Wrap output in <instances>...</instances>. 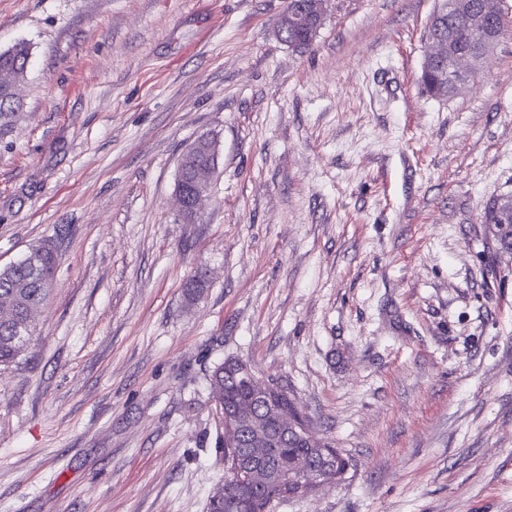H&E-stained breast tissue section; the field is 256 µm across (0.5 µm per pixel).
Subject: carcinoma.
<instances>
[{
  "instance_id": "1",
  "label": "carcinoma",
  "mask_w": 512,
  "mask_h": 512,
  "mask_svg": "<svg viewBox=\"0 0 512 512\" xmlns=\"http://www.w3.org/2000/svg\"><path fill=\"white\" fill-rule=\"evenodd\" d=\"M440 32L451 36L461 50L474 48L467 17L449 8L442 18ZM30 46L19 42L0 52V135L13 125L20 103L7 86L10 79L24 76L30 58ZM421 84L430 95L449 96L441 69H422ZM205 162L197 154L183 159L181 180L176 182L184 192L192 191L196 168ZM482 223L491 226L492 237L501 252L512 251V237L500 233L499 225H512V198L505 196L490 203L482 216ZM35 257L23 256L8 266L0 268V305L13 311V318L0 319V366H8L18 359L33 335L34 313L47 301L58 266V250L54 242L44 240L32 247ZM210 389L215 404L225 407H247L250 415L263 422L268 443L261 449L254 448L250 435H243L238 448L224 449V485L215 489L207 503V512H274L285 502L278 475L290 472L299 463L314 471L330 475L331 482L346 479L353 462L341 449L325 442L321 447H311L296 436L285 434L269 408L286 405L288 410L304 422L303 416L288 397L286 388L276 382L271 396L263 402L254 400L250 385L240 378L224 373V364H218L210 377Z\"/></svg>"
}]
</instances>
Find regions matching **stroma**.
I'll use <instances>...</instances> for the list:
<instances>
[{
    "mask_svg": "<svg viewBox=\"0 0 512 512\" xmlns=\"http://www.w3.org/2000/svg\"><path fill=\"white\" fill-rule=\"evenodd\" d=\"M472 89L423 92L437 0H0L31 47L0 137V267L61 262L0 368V512H205L208 375L278 379L354 467L275 512H512V0ZM218 134L196 223L182 151ZM207 284L187 298L186 282ZM300 9H288L278 19L276 23V33L278 38L288 44V40L292 42L291 46L304 47L311 44L313 38L317 34V29L312 32L289 31L290 28L301 27H317L323 20L325 0H307ZM288 34V38H287ZM289 45V44H288ZM510 198L511 196H505L494 200L487 206L482 216V223L491 226L492 237L501 252L512 251V232H510V238H508L507 235H502L498 228L501 224L512 226V198L511 207L509 208Z\"/></svg>",
    "mask_w": 512,
    "mask_h": 512,
    "instance_id": "1",
    "label": "stroma"
}]
</instances>
